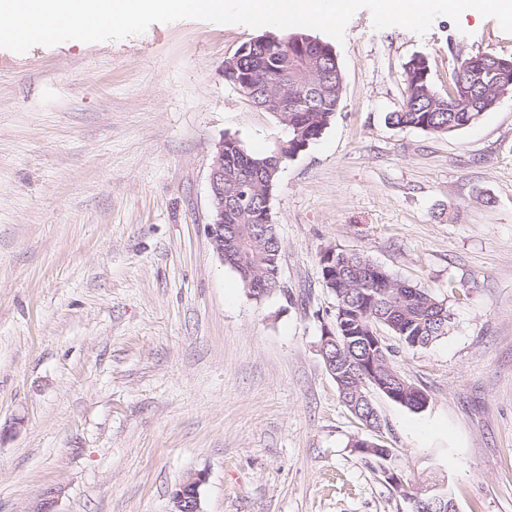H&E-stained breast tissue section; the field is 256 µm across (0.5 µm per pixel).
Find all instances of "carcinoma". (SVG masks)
Returning <instances> with one entry per match:
<instances>
[{"label":"carcinoma","mask_w":512,"mask_h":512,"mask_svg":"<svg viewBox=\"0 0 512 512\" xmlns=\"http://www.w3.org/2000/svg\"><path fill=\"white\" fill-rule=\"evenodd\" d=\"M307 51L321 55L323 71L332 75L325 83L326 89L306 105H300L281 122L288 128V155L294 156V141L312 143L332 121L339 110L342 92L331 86L340 84L342 72L338 60L327 53L329 44L303 35ZM259 65L270 72V79L279 82L293 80L297 67L296 58L282 54L279 39L263 35L250 42L248 52L238 63V70L249 71ZM465 81L468 90L466 112L448 111V103L460 94L456 83H451L448 93L436 95L431 83L405 86L400 109L388 115V122L399 128L414 127L434 134H450L476 123L482 110L488 106L492 92L487 85ZM274 154L255 156L240 152V143L234 138L224 139V191H229L238 180L262 179L260 172L273 165ZM282 246L277 225L265 222L263 214L238 218L231 212L224 213V263L235 270L250 296L258 297V288L276 287V271L280 268ZM322 277L336 300V343L325 348V354L336 357V384L340 397L349 410L366 427L379 428V416L374 406L362 395L379 390L376 382L390 377L393 366L391 348L381 342L376 365H371L370 336L382 332L396 338L409 348L425 347L448 335L451 313L432 293L411 285L394 273L374 263L368 256L357 252L328 250L320 257ZM391 401L412 410H420L427 403V396L414 384L392 390ZM360 455L377 467L392 464L384 457L385 449L371 438L354 443ZM391 485L393 491L412 502V512H440L431 506V495L422 492L402 472Z\"/></svg>","instance_id":"cac0c4a2"}]
</instances>
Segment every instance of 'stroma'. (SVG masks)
<instances>
[{
	"instance_id": "stroma-1",
	"label": "stroma",
	"mask_w": 512,
	"mask_h": 512,
	"mask_svg": "<svg viewBox=\"0 0 512 512\" xmlns=\"http://www.w3.org/2000/svg\"><path fill=\"white\" fill-rule=\"evenodd\" d=\"M257 28L185 19L117 41L0 48V512H411L361 459L370 435L457 512H512V97L448 135L392 126L404 65L434 90L458 59L512 55L496 18L416 34L370 10L334 48L342 101L280 171L279 288L251 297L207 234L224 138L286 140L224 78ZM365 254L429 289L447 336L396 371L428 397L374 395L368 432L321 356L335 297L320 257ZM205 481L204 472L187 474L173 492V512H203L200 489Z\"/></svg>"
}]
</instances>
